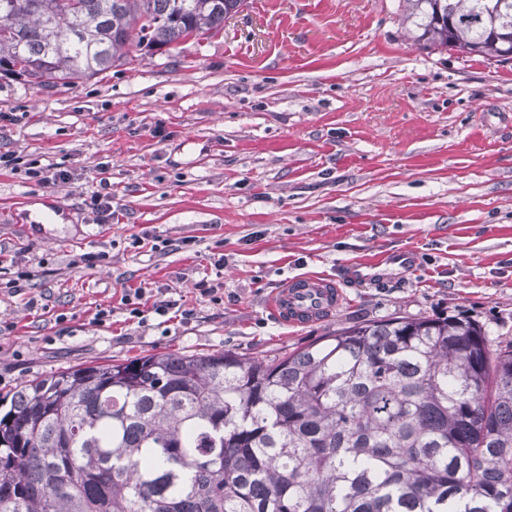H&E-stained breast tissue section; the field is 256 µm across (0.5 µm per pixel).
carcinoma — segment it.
<instances>
[{"label": "carcinoma", "mask_w": 512, "mask_h": 512, "mask_svg": "<svg viewBox=\"0 0 512 512\" xmlns=\"http://www.w3.org/2000/svg\"><path fill=\"white\" fill-rule=\"evenodd\" d=\"M242 2L0 0V73L91 79ZM402 2L421 49L512 60V0ZM0 512H512V343L395 316L284 354L67 368L0 412Z\"/></svg>", "instance_id": "cac0c4a2"}]
</instances>
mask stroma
I'll return each instance as SVG.
<instances>
[{"label": "stroma", "mask_w": 512, "mask_h": 512, "mask_svg": "<svg viewBox=\"0 0 512 512\" xmlns=\"http://www.w3.org/2000/svg\"><path fill=\"white\" fill-rule=\"evenodd\" d=\"M400 11L244 0L220 33L89 81L0 79V152L45 176L0 168V395L77 365L261 357L393 316H463L512 341V61L420 50ZM61 168L68 183L52 180ZM104 178L112 219L99 224L84 201ZM397 250L414 264L350 278ZM20 269L29 279L9 287ZM306 274L340 278L343 304L283 325L267 301ZM138 287L191 318L127 320L120 298ZM100 305L113 308L102 326Z\"/></svg>", "instance_id": "35a3bbf8"}]
</instances>
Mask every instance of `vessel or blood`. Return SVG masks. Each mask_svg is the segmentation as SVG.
Wrapping results in <instances>:
<instances>
[{
  "label": "vessel or blood",
  "instance_id": "vessel-or-blood-1",
  "mask_svg": "<svg viewBox=\"0 0 512 512\" xmlns=\"http://www.w3.org/2000/svg\"><path fill=\"white\" fill-rule=\"evenodd\" d=\"M342 291L322 275L291 278L269 301L270 310L285 324L301 326L322 319L339 305Z\"/></svg>",
  "mask_w": 512,
  "mask_h": 512
}]
</instances>
